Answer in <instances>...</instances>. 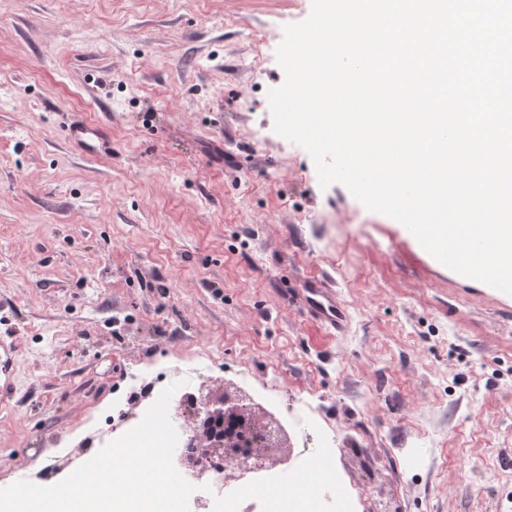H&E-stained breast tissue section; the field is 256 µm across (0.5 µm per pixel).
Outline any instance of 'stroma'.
<instances>
[{
    "label": "stroma",
    "instance_id": "obj_1",
    "mask_svg": "<svg viewBox=\"0 0 512 512\" xmlns=\"http://www.w3.org/2000/svg\"><path fill=\"white\" fill-rule=\"evenodd\" d=\"M311 0H0V488L90 434L128 367L319 397L289 454L365 512H512V295L448 269L273 130ZM267 35L262 58L255 39ZM77 112L112 158L63 139ZM326 277L338 333L296 300Z\"/></svg>",
    "mask_w": 512,
    "mask_h": 512
}]
</instances>
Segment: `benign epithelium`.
<instances>
[{"instance_id":"benign-epithelium-1","label":"benign epithelium","mask_w":512,"mask_h":512,"mask_svg":"<svg viewBox=\"0 0 512 512\" xmlns=\"http://www.w3.org/2000/svg\"><path fill=\"white\" fill-rule=\"evenodd\" d=\"M178 416L188 443L187 450L177 453L174 465L195 480L219 477L229 468L244 478L287 461L276 455L285 437L280 421L256 413L240 394L208 390L203 384L198 393L182 398Z\"/></svg>"}]
</instances>
